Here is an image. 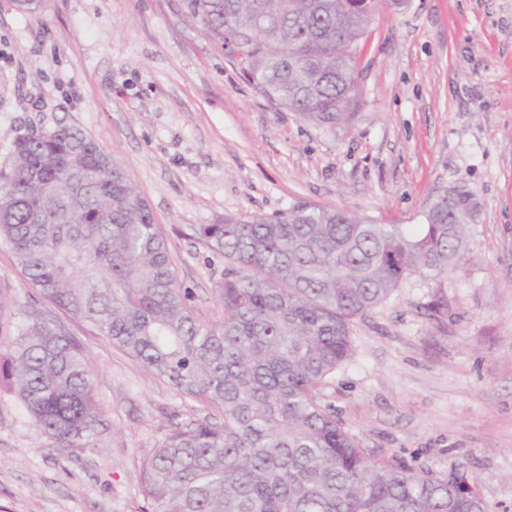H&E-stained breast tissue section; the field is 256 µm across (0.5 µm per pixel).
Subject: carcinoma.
I'll list each match as a JSON object with an SVG mask.
<instances>
[{"label":"carcinoma","instance_id":"obj_1","mask_svg":"<svg viewBox=\"0 0 512 512\" xmlns=\"http://www.w3.org/2000/svg\"><path fill=\"white\" fill-rule=\"evenodd\" d=\"M399 2L182 0V12L270 101L334 131L360 106L358 42ZM478 210L460 184L423 224L306 203L204 224L224 256L223 318L204 323L145 198L93 137L33 129L0 167V245L28 282L222 417L178 423L143 456V512H473L472 477L369 457L319 391L351 356L355 317L412 274L459 266ZM94 377L82 344L0 286V394L55 447H96Z\"/></svg>","mask_w":512,"mask_h":512}]
</instances>
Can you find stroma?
<instances>
[{"label": "stroma", "mask_w": 512, "mask_h": 512, "mask_svg": "<svg viewBox=\"0 0 512 512\" xmlns=\"http://www.w3.org/2000/svg\"><path fill=\"white\" fill-rule=\"evenodd\" d=\"M362 103L327 132L262 95L181 0H0V166L14 140L67 125L127 171L204 322L223 310V257L196 229L306 202L374 224H420L444 189L481 207L463 263L414 274L352 322V354L321 393L374 456L476 476L512 512V0H409L358 46ZM0 283L87 348L104 425L58 450L0 404V512H140L139 461L208 409L44 300L0 248Z\"/></svg>", "instance_id": "obj_1"}]
</instances>
